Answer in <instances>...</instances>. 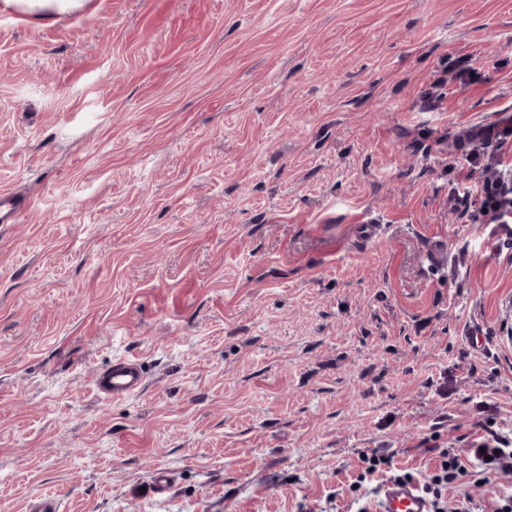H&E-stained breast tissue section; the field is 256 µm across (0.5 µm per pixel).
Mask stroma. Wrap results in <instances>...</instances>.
Wrapping results in <instances>:
<instances>
[{"label":"stroma","instance_id":"stroma-1","mask_svg":"<svg viewBox=\"0 0 512 512\" xmlns=\"http://www.w3.org/2000/svg\"><path fill=\"white\" fill-rule=\"evenodd\" d=\"M505 112L512 0L0 6V512H357L367 454L512 446V250L448 197ZM90 0H4L6 8L42 22H53L57 17L82 10ZM30 209V203L15 194H0V223L16 224ZM145 386L142 365L133 359H118L96 378L98 392L107 399H124L141 393Z\"/></svg>","mask_w":512,"mask_h":512}]
</instances>
